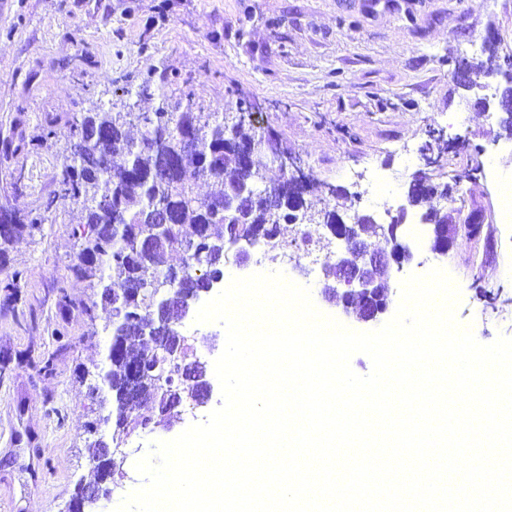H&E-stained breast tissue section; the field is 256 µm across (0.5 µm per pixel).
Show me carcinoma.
I'll return each mask as SVG.
<instances>
[{"label":"carcinoma","instance_id":"1","mask_svg":"<svg viewBox=\"0 0 512 512\" xmlns=\"http://www.w3.org/2000/svg\"><path fill=\"white\" fill-rule=\"evenodd\" d=\"M487 57L469 66V71L492 69L500 59L495 44L486 46ZM253 113L242 111L237 122L228 125L212 112H170L161 106L153 112H114L96 109L70 122L71 155L62 164L58 178L57 199L80 208L79 223L72 234L79 241L80 276L100 288H112V343L108 353L109 368L101 376L106 389L100 406L112 416V442L120 447L133 434L161 425L168 412L173 391L184 400L199 402L203 397L195 386H186L147 370L137 380L140 401L130 402L127 390L129 369L133 364L150 365L165 354L168 367L181 368L198 364L189 338L182 335L169 312L161 307L164 296L178 291L189 301L205 293V283L224 276L227 250L234 247L233 232L247 233L264 228L260 241L269 242L274 250L283 244V225L291 223L288 203L297 189L294 176L284 174L267 185L258 159L250 168L240 166L224 138L245 140L258 134L248 121ZM139 129L134 138L130 128ZM191 138L192 147L184 146ZM167 141L177 165L166 181L156 178L162 156L151 147L154 139ZM215 152V161L203 166L197 156ZM193 169L209 191L197 196L185 172ZM242 181L253 183V223L235 229L224 223L226 188ZM110 198L106 209L94 208L98 198ZM164 199L175 218L167 229L146 223L156 199ZM15 216L16 222L0 228V241L7 244L27 233L40 230L42 219L21 215L9 203H0V212ZM223 226L217 234L214 227ZM168 251L184 254V274L169 283L172 269L159 268ZM146 265L148 278L155 284L137 292L136 271ZM153 330V345L134 354L129 348L133 336L128 323Z\"/></svg>","mask_w":512,"mask_h":512}]
</instances>
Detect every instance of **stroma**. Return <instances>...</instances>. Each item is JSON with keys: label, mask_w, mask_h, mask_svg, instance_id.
Returning <instances> with one entry per match:
<instances>
[{"label": "stroma", "mask_w": 512, "mask_h": 512, "mask_svg": "<svg viewBox=\"0 0 512 512\" xmlns=\"http://www.w3.org/2000/svg\"><path fill=\"white\" fill-rule=\"evenodd\" d=\"M490 37L499 55H512V0H0V197L43 217L40 231L15 239L0 262V280L23 273L15 292L0 289V512H62L77 483L96 481L86 425L103 411L80 375L108 366L112 306L75 273L78 206H46L70 153L69 117L129 103L142 112H233L245 102L256 127L273 130L306 173L347 190L337 202L347 222L363 212L389 219L363 197L369 173L395 181L405 203L412 172L389 142L415 154L430 132L441 133L448 151L427 168L432 183L474 179L454 204L458 227L447 254L409 238L413 257L387 282L389 309L397 311L405 278L443 268L459 290L457 322L487 345L512 338V224L498 221L493 181L512 175V137L496 107L480 104L483 87L502 89V77L474 74L463 86L454 70L458 60L484 57L464 53L465 43ZM351 170L362 179L349 180ZM477 210L483 226L472 237L465 221ZM309 229L317 267L293 248L243 267L231 254L225 281L283 273L309 289L322 314L364 331L323 288L336 241L324 225ZM91 300L96 306L84 314ZM196 317L177 324L183 332L197 326L191 339L210 367L209 395L125 443L115 501L141 483L135 463L154 442L176 438L223 402L211 367L225 331ZM49 359L55 370L46 374Z\"/></svg>", "instance_id": "stroma-1"}]
</instances>
